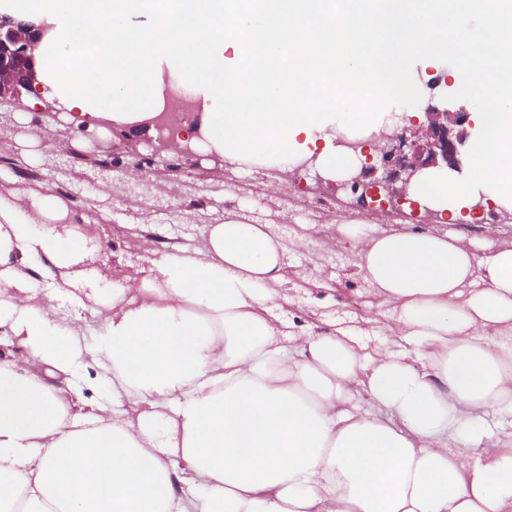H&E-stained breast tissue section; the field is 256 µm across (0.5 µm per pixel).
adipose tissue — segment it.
Masks as SVG:
<instances>
[{
  "label": "adipose tissue",
  "instance_id": "ef3b65f1",
  "mask_svg": "<svg viewBox=\"0 0 512 512\" xmlns=\"http://www.w3.org/2000/svg\"><path fill=\"white\" fill-rule=\"evenodd\" d=\"M474 11L482 28L458 25ZM53 27L39 89L13 105L75 126L155 112L165 70L192 87L225 160L354 161L331 129L377 151L383 111L455 57L474 100L457 170L412 180L440 229L340 225L398 353L338 329L290 332L277 310L300 239L230 214L111 288L100 245L52 193L0 192V512H512V248L485 255L447 225L512 212V0H0ZM51 280L40 287L39 276ZM112 401L75 410L58 379ZM368 396L372 409L358 407ZM476 449L466 458L465 449Z\"/></svg>",
  "mask_w": 512,
  "mask_h": 512
}]
</instances>
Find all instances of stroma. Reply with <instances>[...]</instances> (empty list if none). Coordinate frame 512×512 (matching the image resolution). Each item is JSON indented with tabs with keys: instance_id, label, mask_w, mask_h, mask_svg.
<instances>
[{
	"instance_id": "obj_1",
	"label": "stroma",
	"mask_w": 512,
	"mask_h": 512,
	"mask_svg": "<svg viewBox=\"0 0 512 512\" xmlns=\"http://www.w3.org/2000/svg\"><path fill=\"white\" fill-rule=\"evenodd\" d=\"M1 139L11 140L15 148L0 155V191L72 188L66 201L75 218L86 216L98 224L100 256L112 273L110 287L124 286L130 266L151 268L166 247L200 236L204 224L232 212L271 224L273 233L283 237L305 232L304 244L288 256V300L279 310L293 330L319 334L343 328L369 351L387 349L383 330L395 317L391 307L369 294L350 245L328 251L323 243L336 236L338 225L367 218L386 230L426 228L429 220L407 211L369 210L349 190L326 183L321 185L322 206L311 209L301 204L300 195L303 186L316 182L315 171L295 177L279 165L253 169L202 150L184 157L160 149L154 131L118 126L99 133L38 108L24 123L1 126ZM116 175L144 179L154 206L135 213L119 198L107 212L90 208L88 196ZM453 230L467 243L512 247V222L491 207Z\"/></svg>"
}]
</instances>
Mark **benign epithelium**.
Instances as JSON below:
<instances>
[{
  "instance_id": "7a95c632",
  "label": "benign epithelium",
  "mask_w": 512,
  "mask_h": 512,
  "mask_svg": "<svg viewBox=\"0 0 512 512\" xmlns=\"http://www.w3.org/2000/svg\"><path fill=\"white\" fill-rule=\"evenodd\" d=\"M42 36L40 28L31 29L10 17H0V100L37 91L33 50ZM467 120L466 112L427 106L424 122L414 120L398 132L380 133L385 141L381 162L392 167L391 174L366 182L364 178L375 173V168L363 166L348 174L341 186L351 187L354 193L363 190L375 210H383L390 204L408 203L406 188L414 175L430 169L457 167L458 156L467 142L464 128ZM410 207L413 213H418L416 204Z\"/></svg>"
}]
</instances>
